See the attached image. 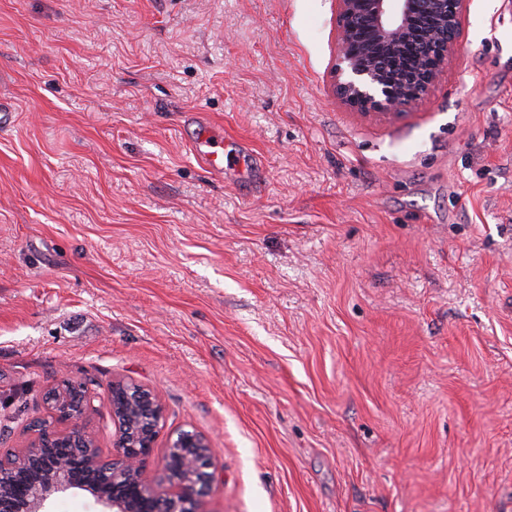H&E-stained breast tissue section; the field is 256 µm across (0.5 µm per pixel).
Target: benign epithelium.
Returning a JSON list of instances; mask_svg holds the SVG:
<instances>
[{
    "label": "benign epithelium",
    "instance_id": "1",
    "mask_svg": "<svg viewBox=\"0 0 512 512\" xmlns=\"http://www.w3.org/2000/svg\"><path fill=\"white\" fill-rule=\"evenodd\" d=\"M336 3L340 16L339 78L334 92L343 105L364 117L392 115L429 91L438 68L455 52L461 19L467 8V0H336ZM422 18L430 19L432 39L428 49L435 54L434 66L423 69L410 83H396L371 63V57L379 48L390 51L400 48L414 24ZM360 29L370 31L371 41L358 52L353 49L352 41ZM125 386L127 383L123 381H114L106 391L117 448L110 457L102 456L89 443L85 417L91 409L90 396L77 403L65 394L49 410L54 421L64 426L57 435L81 444L89 465L112 474V496L78 482L64 465L51 463L50 454L41 452L44 444L35 436L26 447L17 450L15 462L19 466L28 457L37 455L45 458L48 468L44 484L25 498L27 512H48L47 505L53 499L85 490L96 496L102 512H163V503L170 500L181 502L184 512H203L202 498L213 466L207 438L184 432L169 437L162 459L163 481L149 479L146 462L160 433L163 407L157 395L143 387L138 388L142 409L119 405L123 399L120 389Z\"/></svg>",
    "mask_w": 512,
    "mask_h": 512
}]
</instances>
